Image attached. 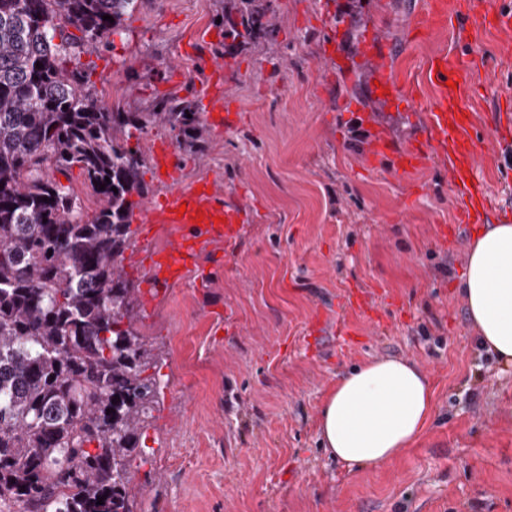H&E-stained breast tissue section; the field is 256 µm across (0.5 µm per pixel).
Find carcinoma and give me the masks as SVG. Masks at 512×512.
I'll list each match as a JSON object with an SVG mask.
<instances>
[{"instance_id":"cac0c4a2","label":"carcinoma","mask_w":512,"mask_h":512,"mask_svg":"<svg viewBox=\"0 0 512 512\" xmlns=\"http://www.w3.org/2000/svg\"><path fill=\"white\" fill-rule=\"evenodd\" d=\"M136 5L0 0V512H133L130 468L147 461L162 381L148 373L155 360L133 329L122 266L149 194L129 142L155 125L197 135L198 113L176 99L114 110L68 67ZM264 17L226 13L225 32L247 39L267 29ZM47 162L82 170L100 202L92 221L44 174Z\"/></svg>"}]
</instances>
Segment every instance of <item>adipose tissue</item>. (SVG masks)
<instances>
[{
  "label": "adipose tissue",
  "instance_id": "1",
  "mask_svg": "<svg viewBox=\"0 0 512 512\" xmlns=\"http://www.w3.org/2000/svg\"><path fill=\"white\" fill-rule=\"evenodd\" d=\"M459 292L482 347L512 366V223L475 232ZM433 409L422 367L379 358L340 376L322 406L318 432L331 457L352 467L375 465L416 441Z\"/></svg>",
  "mask_w": 512,
  "mask_h": 512
}]
</instances>
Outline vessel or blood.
<instances>
[{
    "label": "vessel or blood",
    "mask_w": 512,
    "mask_h": 512,
    "mask_svg": "<svg viewBox=\"0 0 512 512\" xmlns=\"http://www.w3.org/2000/svg\"><path fill=\"white\" fill-rule=\"evenodd\" d=\"M467 18L460 26L459 18ZM428 23L439 29H451L455 40L470 41L479 30H512V10L498 0H432ZM358 53L373 61L374 80L379 83L381 100L394 107L409 102L412 89L397 76L391 61L394 50L379 33V22L370 19L367 35ZM479 63L471 56L448 52L434 55L424 70V80L433 92L427 112L420 115V130L408 142L395 143L388 129L371 124L369 150L373 160L389 159L392 173L409 176L422 168L430 157L445 158L450 163L455 192L464 197L457 215L461 224H478L482 213L471 201L469 178L476 163L472 122L466 107L479 86L475 76ZM202 221H194L195 212ZM142 224H166L178 231L166 249L150 257L158 285L169 286L196 269L202 255L213 245L234 248L244 233L246 213L237 202L222 200L212 182L200 180L188 188L165 194L144 209L138 217Z\"/></svg>",
    "instance_id": "b4317fda"
}]
</instances>
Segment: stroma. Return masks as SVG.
I'll list each match as a JSON object with an SVG mask.
<instances>
[{"mask_svg":"<svg viewBox=\"0 0 512 512\" xmlns=\"http://www.w3.org/2000/svg\"><path fill=\"white\" fill-rule=\"evenodd\" d=\"M259 2L274 34L243 49L219 22L241 0H138L122 37L80 58L92 91L125 112L164 97L203 112L223 64V127L202 120L196 144L164 125L143 135L147 199L166 189L152 162L164 142L180 187L210 180L250 217L236 248L214 247L159 289L146 257L175 232L134 227L123 268L164 382L146 427L154 453L131 471L134 512H512V367L480 346L457 291L476 227L456 221L447 160L408 177L371 167L366 139L351 135L357 113L404 139L414 106L383 109L365 63L340 74L324 56L334 37L352 56L378 15L422 107L432 56L485 60L469 102L473 177L494 197L495 224L512 219V137L496 135L492 113L512 99V31L462 45L433 30L414 43L425 0ZM319 310L350 326V343L312 333ZM386 357L427 372L433 414L393 460L351 467L324 451L320 409L339 376Z\"/></svg>","mask_w":512,"mask_h":512,"instance_id":"1","label":"stroma"}]
</instances>
